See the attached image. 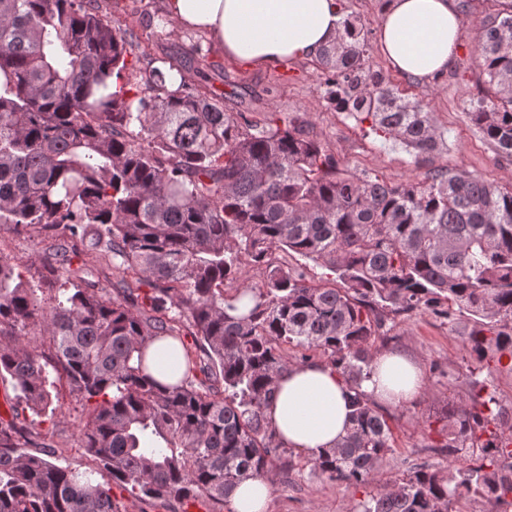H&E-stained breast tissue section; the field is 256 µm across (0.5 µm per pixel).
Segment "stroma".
<instances>
[{"mask_svg": "<svg viewBox=\"0 0 512 512\" xmlns=\"http://www.w3.org/2000/svg\"><path fill=\"white\" fill-rule=\"evenodd\" d=\"M338 3L342 15L357 16L363 23L373 69L403 97L432 113L445 132L442 149L428 156L417 155L378 136L369 123L336 111L328 99L329 75L315 61L296 59L268 69L245 68L226 59L205 35L171 23L163 0H109L113 19L133 34V51L140 57L138 72L159 66L169 53L189 57L188 78L222 95L226 112L243 113L254 124L263 122L271 111L285 121H304L342 168L375 174L393 184L421 181L433 171L447 168L470 172L498 187H512V161L501 158L468 118L472 101L487 93L475 47L482 21L495 11L492 0H468L461 13L459 49L447 72L428 83L401 75L383 58L377 31L384 0ZM52 244V239L37 230L20 234L12 226H0V255L27 263L33 298L43 308L55 305L58 296L57 290L49 289L39 278ZM474 321L468 314L450 322L426 312L386 323L376 337L377 352L396 351L418 359L425 378L424 392L414 402L382 409L393 432L392 450L380 464L383 476L422 463L447 466V456L435 444L440 439L443 414L459 400L492 398L498 409L512 417V362L492 357L479 362L470 357L468 335ZM84 421L83 407L71 394L59 400L52 419L29 421L25 427L37 443L55 449V464L83 471L90 466L81 442ZM366 497L365 490L345 488L307 468L288 478L277 471L268 512H359Z\"/></svg>", "mask_w": 512, "mask_h": 512, "instance_id": "35a3bbf8", "label": "stroma"}]
</instances>
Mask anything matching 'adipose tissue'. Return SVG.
<instances>
[{"instance_id": "1", "label": "adipose tissue", "mask_w": 512, "mask_h": 512, "mask_svg": "<svg viewBox=\"0 0 512 512\" xmlns=\"http://www.w3.org/2000/svg\"><path fill=\"white\" fill-rule=\"evenodd\" d=\"M167 17L180 27L205 33L225 58L252 68L288 59H315L332 44L341 15L337 0H165ZM461 41L456 0H388L379 47L406 77L441 76ZM157 381L182 378V347L166 339L153 344L146 361ZM419 363L404 355L379 354L364 389L389 406L412 402L424 389ZM352 392L331 366L311 362L289 366L277 376L265 415L285 448L315 458L348 434Z\"/></svg>"}]
</instances>
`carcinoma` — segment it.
Returning <instances> with one entry per match:
<instances>
[{
	"label": "carcinoma",
	"instance_id": "cac0c4a2",
	"mask_svg": "<svg viewBox=\"0 0 512 512\" xmlns=\"http://www.w3.org/2000/svg\"><path fill=\"white\" fill-rule=\"evenodd\" d=\"M497 2L476 47L494 97L468 117L512 158V0ZM127 35L106 0H0V225L68 232L43 265L62 291L48 309L31 302L28 267L0 257V377L17 391L14 415L38 417L55 413L49 371L66 379L87 407L82 448L94 463L56 465L55 449L0 422V512H121L113 483L141 502L203 499L221 512L243 480L280 460L293 470L264 415L290 366L286 345L319 352L354 391L351 432L307 465L379 486L362 512H456L473 495L507 503L512 422L495 399L443 417L448 473L422 465L385 479L391 430L362 383L384 321L420 311L476 316L470 354L512 357V190L464 171L394 185L341 169L302 123L272 112L239 125L223 98L186 80L181 56L133 81ZM366 48L347 17L319 56L334 105L387 140L439 150L444 131L366 64ZM278 251L322 262L341 285L308 282ZM90 262L130 278L98 288L82 278ZM248 267L263 271L260 286L240 284ZM32 324L53 355L25 340ZM167 338L187 367L165 385L145 360Z\"/></svg>",
	"mask_w": 512,
	"mask_h": 512
}]
</instances>
